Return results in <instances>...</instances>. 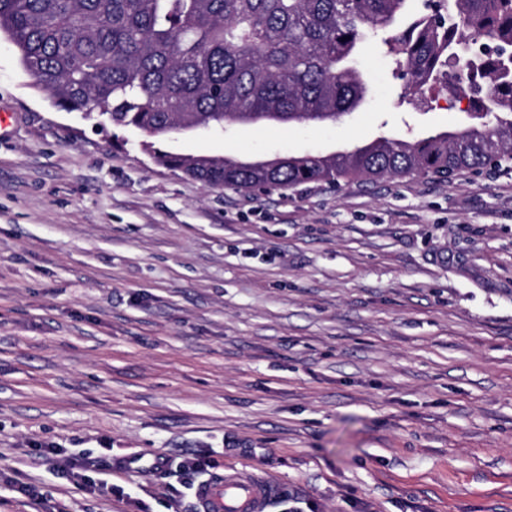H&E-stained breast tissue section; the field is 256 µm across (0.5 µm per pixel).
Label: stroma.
<instances>
[{
    "mask_svg": "<svg viewBox=\"0 0 512 512\" xmlns=\"http://www.w3.org/2000/svg\"><path fill=\"white\" fill-rule=\"evenodd\" d=\"M361 64L336 121L154 140L55 106L0 40V512H196L190 458L276 483L267 512H512L511 162L238 191L152 157L463 121ZM62 473L68 478L72 484L78 486L85 492H91L96 486L94 479L89 477L86 473L89 467L86 463L79 460H69L61 469Z\"/></svg>",
    "mask_w": 512,
    "mask_h": 512,
    "instance_id": "stroma-1",
    "label": "stroma"
}]
</instances>
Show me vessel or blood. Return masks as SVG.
Instances as JSON below:
<instances>
[{
  "mask_svg": "<svg viewBox=\"0 0 512 512\" xmlns=\"http://www.w3.org/2000/svg\"><path fill=\"white\" fill-rule=\"evenodd\" d=\"M276 494L264 477L215 474L195 491L199 512H266Z\"/></svg>",
  "mask_w": 512,
  "mask_h": 512,
  "instance_id": "b4317fda",
  "label": "vessel or blood"
}]
</instances>
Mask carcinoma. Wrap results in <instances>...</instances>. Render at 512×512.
I'll use <instances>...</instances> for the list:
<instances>
[{
  "instance_id": "obj_1",
  "label": "carcinoma",
  "mask_w": 512,
  "mask_h": 512,
  "mask_svg": "<svg viewBox=\"0 0 512 512\" xmlns=\"http://www.w3.org/2000/svg\"><path fill=\"white\" fill-rule=\"evenodd\" d=\"M0 0V36L33 86L69 112H95L162 139L192 123L208 130L276 127L350 113L370 91L359 64L384 33L415 91L444 80L454 97L483 95L458 125L416 138L378 136L331 155L278 157L267 169L234 158L156 161L206 186L237 190L359 177L479 170L512 157V0ZM487 38L490 54L463 45Z\"/></svg>"
}]
</instances>
